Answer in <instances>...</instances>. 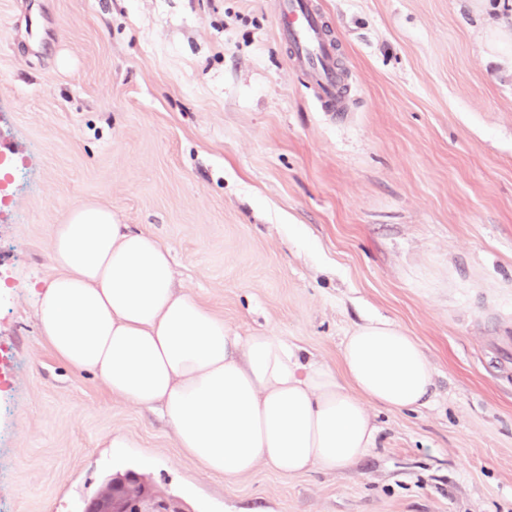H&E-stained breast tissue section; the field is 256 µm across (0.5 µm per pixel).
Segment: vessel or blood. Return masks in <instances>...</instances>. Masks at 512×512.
Segmentation results:
<instances>
[{
    "instance_id": "vessel-or-blood-1",
    "label": "vessel or blood",
    "mask_w": 512,
    "mask_h": 512,
    "mask_svg": "<svg viewBox=\"0 0 512 512\" xmlns=\"http://www.w3.org/2000/svg\"><path fill=\"white\" fill-rule=\"evenodd\" d=\"M276 15L281 40L289 45L322 106L342 108L345 76L315 0H277Z\"/></svg>"
}]
</instances>
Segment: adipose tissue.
<instances>
[{
  "instance_id": "adipose-tissue-1",
  "label": "adipose tissue",
  "mask_w": 512,
  "mask_h": 512,
  "mask_svg": "<svg viewBox=\"0 0 512 512\" xmlns=\"http://www.w3.org/2000/svg\"><path fill=\"white\" fill-rule=\"evenodd\" d=\"M51 250L57 273L34 291L40 338L114 398L162 416L209 474L346 468L377 445L375 408L415 410L431 395L428 357L395 322L355 326L337 369L273 332L240 335L176 288L167 247L96 202L54 226Z\"/></svg>"
}]
</instances>
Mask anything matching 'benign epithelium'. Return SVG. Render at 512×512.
<instances>
[{"mask_svg":"<svg viewBox=\"0 0 512 512\" xmlns=\"http://www.w3.org/2000/svg\"><path fill=\"white\" fill-rule=\"evenodd\" d=\"M83 512H183L167 497L133 471L110 479L90 499Z\"/></svg>","mask_w":512,"mask_h":512,"instance_id":"benign-epithelium-1","label":"benign epithelium"}]
</instances>
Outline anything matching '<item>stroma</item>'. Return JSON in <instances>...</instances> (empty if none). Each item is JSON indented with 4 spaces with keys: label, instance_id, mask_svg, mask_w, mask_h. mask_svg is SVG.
<instances>
[{
    "label": "stroma",
    "instance_id": "35a3bbf8",
    "mask_svg": "<svg viewBox=\"0 0 512 512\" xmlns=\"http://www.w3.org/2000/svg\"><path fill=\"white\" fill-rule=\"evenodd\" d=\"M325 112L276 0H0V512H83L114 474L185 512H512V0H318ZM112 209L241 334L338 366L371 317L435 386L334 473L227 480L40 339L54 225ZM122 447H113V440Z\"/></svg>",
    "mask_w": 512,
    "mask_h": 512
}]
</instances>
